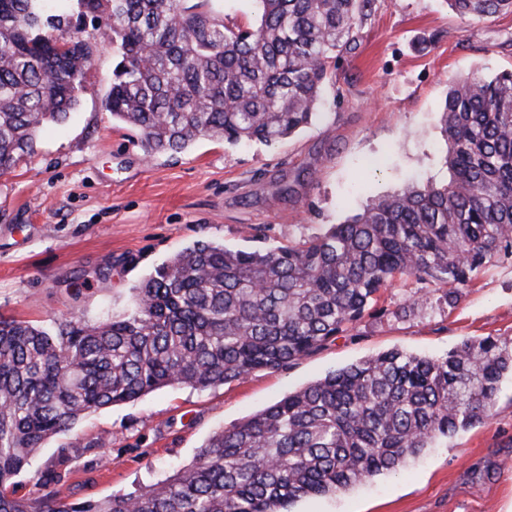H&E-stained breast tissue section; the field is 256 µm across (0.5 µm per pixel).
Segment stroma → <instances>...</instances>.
<instances>
[{
    "label": "stroma",
    "mask_w": 512,
    "mask_h": 512,
    "mask_svg": "<svg viewBox=\"0 0 512 512\" xmlns=\"http://www.w3.org/2000/svg\"><path fill=\"white\" fill-rule=\"evenodd\" d=\"M79 26L98 48L77 110L0 173V314L43 326L130 310L154 268L196 241L297 244L381 195L446 179L440 107L450 83L512 69V12L464 23L445 0H374L311 126L274 145L201 139L150 158L139 133L104 107L115 51L93 16ZM106 266L109 276L98 277ZM415 290H388L383 314L289 368L205 390L166 387L84 416L44 443L20 477L23 491L64 451L71 470L50 486L55 497L134 495L191 462L215 431L329 372L392 349L435 357L465 338H512V263L487 268L453 306L436 291L403 312ZM291 512H512V379H502L491 416L401 472L300 498Z\"/></svg>",
    "instance_id": "35a3bbf8"
}]
</instances>
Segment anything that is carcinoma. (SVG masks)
Listing matches in <instances>:
<instances>
[{
    "instance_id": "cac0c4a2",
    "label": "carcinoma",
    "mask_w": 512,
    "mask_h": 512,
    "mask_svg": "<svg viewBox=\"0 0 512 512\" xmlns=\"http://www.w3.org/2000/svg\"><path fill=\"white\" fill-rule=\"evenodd\" d=\"M221 2L0 0V172L79 105L93 45L72 28V7L102 21L120 57L106 108L152 157L201 137L269 145L299 132L372 0H254L260 18L247 27L226 24ZM446 3L465 21L512 10V0ZM441 128L446 181L384 195L320 236L254 249L198 241L108 321L0 316V512H288L301 497L400 471L488 417L512 375V340L464 339L438 358L389 350L215 433L137 495L60 502L40 493L61 480L52 468L18 495L44 442L86 414L286 369L399 282L421 284L411 309L437 290L452 306L486 267L512 260V71L452 81Z\"/></svg>"
}]
</instances>
